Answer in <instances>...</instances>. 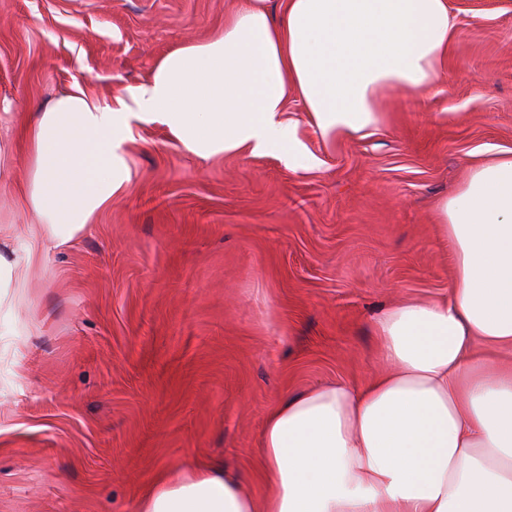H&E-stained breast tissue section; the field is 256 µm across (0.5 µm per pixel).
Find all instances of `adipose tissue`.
<instances>
[{"mask_svg":"<svg viewBox=\"0 0 512 512\" xmlns=\"http://www.w3.org/2000/svg\"><path fill=\"white\" fill-rule=\"evenodd\" d=\"M456 32L448 0H238L224 31L169 50L116 105L82 90L26 123L24 249L0 250V301L50 249L86 232L120 191L130 112L192 154L246 151L296 163L282 114L296 96L322 137L382 121L388 88L430 90ZM447 297L407 301L375 322L379 374L285 396L258 441L268 496L219 464L167 472L137 512H512V153L473 166L438 204Z\"/></svg>","mask_w":512,"mask_h":512,"instance_id":"obj_1","label":"adipose tissue"}]
</instances>
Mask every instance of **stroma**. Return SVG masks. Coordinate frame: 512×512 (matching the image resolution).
<instances>
[{
  "mask_svg": "<svg viewBox=\"0 0 512 512\" xmlns=\"http://www.w3.org/2000/svg\"><path fill=\"white\" fill-rule=\"evenodd\" d=\"M237 0H0V225L34 216L24 113L100 104L224 30ZM438 92L388 91L365 137L323 138L300 100L297 165L209 159L131 116L128 180L0 307V512H135L168 469L217 461L267 494L257 440L287 394L378 370L372 319L447 296L437 204L512 151V0H448Z\"/></svg>",
  "mask_w": 512,
  "mask_h": 512,
  "instance_id": "35a3bbf8",
  "label": "stroma"
}]
</instances>
